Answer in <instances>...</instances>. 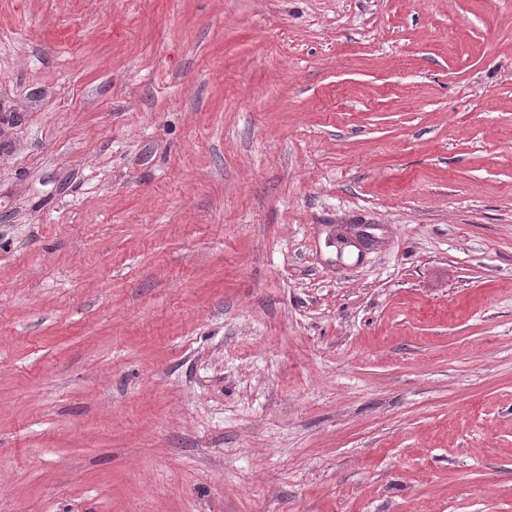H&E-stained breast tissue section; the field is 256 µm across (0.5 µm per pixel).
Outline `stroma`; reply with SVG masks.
Returning <instances> with one entry per match:
<instances>
[{"label": "stroma", "instance_id": "35a3bbf8", "mask_svg": "<svg viewBox=\"0 0 512 512\" xmlns=\"http://www.w3.org/2000/svg\"><path fill=\"white\" fill-rule=\"evenodd\" d=\"M0 512H512V0H0Z\"/></svg>", "mask_w": 512, "mask_h": 512}]
</instances>
